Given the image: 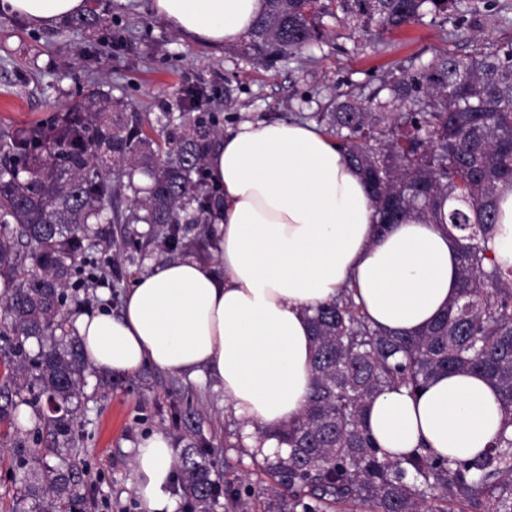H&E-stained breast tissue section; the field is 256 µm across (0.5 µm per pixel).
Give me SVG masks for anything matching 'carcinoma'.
Listing matches in <instances>:
<instances>
[{
	"instance_id": "1",
	"label": "carcinoma",
	"mask_w": 512,
	"mask_h": 512,
	"mask_svg": "<svg viewBox=\"0 0 512 512\" xmlns=\"http://www.w3.org/2000/svg\"><path fill=\"white\" fill-rule=\"evenodd\" d=\"M454 0H264L249 32L250 49L267 65L318 43L323 18L337 11L381 37L446 14ZM389 100H343L320 113L363 179L381 224L410 218L460 233V291L419 334L373 327L344 288L313 309L311 390L304 410L263 437L278 450L264 458L270 478L258 492L220 482L208 450L182 451L179 480L190 512H512V266L489 256L500 190L512 186V42L471 55L439 54L417 74L386 84ZM202 94L180 100L184 120L127 119L123 104L93 97L39 145L23 128L0 129V425L18 428L28 392L48 413L15 438L7 477L23 485L16 512H81L79 472L50 468L37 445L43 433L75 444L71 420L85 375L71 306L89 308L97 290L123 279L119 268L91 262L101 246L95 224H151L154 249L185 247L186 224H207L215 206L204 166L219 137ZM405 108L390 112L391 104ZM146 196L122 209L134 188ZM38 343L30 354L29 340ZM475 373L498 391L504 427L472 460H450L422 446L392 458L367 426L370 404L388 389H424L441 373Z\"/></svg>"
}]
</instances>
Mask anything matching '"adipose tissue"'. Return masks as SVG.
<instances>
[{
	"label": "adipose tissue",
	"mask_w": 512,
	"mask_h": 512,
	"mask_svg": "<svg viewBox=\"0 0 512 512\" xmlns=\"http://www.w3.org/2000/svg\"><path fill=\"white\" fill-rule=\"evenodd\" d=\"M264 0H151L155 16L211 46L233 43L254 26ZM86 0H0V14L51 26L79 15ZM223 193L214 227L219 268L186 257L150 267L134 280L119 314L77 316L86 361L119 375L158 368L203 376L224 392L258 455L274 430L300 414L311 387L314 347L309 307L353 286L370 323L415 334L457 295L459 245L436 224L410 219L378 227L362 180L315 124L244 121L227 129L207 160ZM489 248L512 266V188L498 197ZM504 411L482 376L440 374L418 395L388 390L370 406L378 446L400 456L427 444L453 459L482 456ZM174 451L163 434L134 453V487L145 512H171Z\"/></svg>",
	"instance_id": "ef3b65f1"
}]
</instances>
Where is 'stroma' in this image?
<instances>
[{
  "label": "stroma",
  "instance_id": "1",
  "mask_svg": "<svg viewBox=\"0 0 512 512\" xmlns=\"http://www.w3.org/2000/svg\"><path fill=\"white\" fill-rule=\"evenodd\" d=\"M93 25L60 22L35 27L18 16H0V127L25 126L49 139L66 113L82 111L89 97L110 95L128 113L177 112L190 88L205 90V106L219 130L246 120L312 121L331 99L363 97L387 77L414 73L436 54L469 55L512 41V0H455L447 23L428 15L399 31L372 39L326 19L327 34L313 53L257 63L243 42L209 46L174 32L150 10V0H87ZM125 227L107 224L96 260L121 267L123 282L100 290L102 308L119 311L135 278L161 259L144 250L129 259L117 248ZM81 434L71 457L48 456L51 466L76 465L88 512H144L134 492L133 453L154 433L175 452L208 448L225 480L245 482L253 469L239 449L243 425L211 380L148 368L116 375L111 388L86 379L73 405Z\"/></svg>",
  "mask_w": 512,
  "mask_h": 512
}]
</instances>
